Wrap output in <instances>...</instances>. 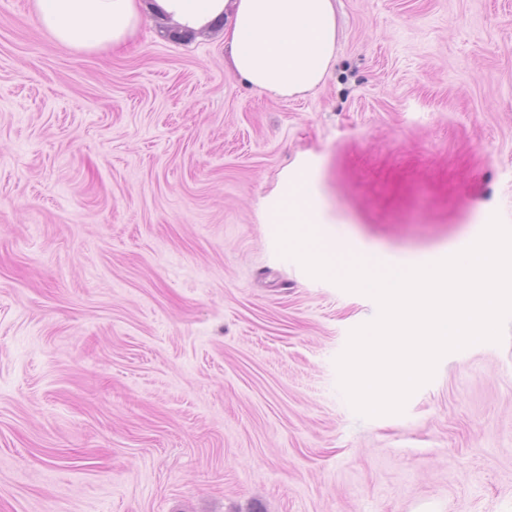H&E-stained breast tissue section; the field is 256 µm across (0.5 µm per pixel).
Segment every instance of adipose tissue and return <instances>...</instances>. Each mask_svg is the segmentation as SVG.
<instances>
[{"instance_id": "obj_1", "label": "adipose tissue", "mask_w": 512, "mask_h": 512, "mask_svg": "<svg viewBox=\"0 0 512 512\" xmlns=\"http://www.w3.org/2000/svg\"><path fill=\"white\" fill-rule=\"evenodd\" d=\"M159 12L196 29L230 16L224 48L247 86L288 99L316 89L336 57L333 0H154ZM42 28L84 51H109L134 39L143 0H31Z\"/></svg>"}]
</instances>
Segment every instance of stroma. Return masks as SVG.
Segmentation results:
<instances>
[{
  "label": "stroma",
  "instance_id": "obj_1",
  "mask_svg": "<svg viewBox=\"0 0 512 512\" xmlns=\"http://www.w3.org/2000/svg\"><path fill=\"white\" fill-rule=\"evenodd\" d=\"M336 14L285 100L223 26L83 53L0 0V512H512V318L360 416L336 359L378 305L266 219L301 178L361 257L512 226V0Z\"/></svg>",
  "mask_w": 512,
  "mask_h": 512
}]
</instances>
